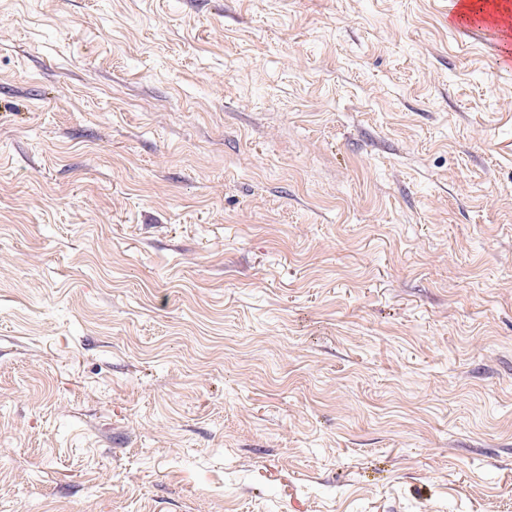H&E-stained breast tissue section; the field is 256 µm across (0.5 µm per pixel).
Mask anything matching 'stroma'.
<instances>
[{
  "label": "stroma",
  "mask_w": 512,
  "mask_h": 512,
  "mask_svg": "<svg viewBox=\"0 0 512 512\" xmlns=\"http://www.w3.org/2000/svg\"><path fill=\"white\" fill-rule=\"evenodd\" d=\"M449 0H0V512H512V70Z\"/></svg>",
  "instance_id": "35a3bbf8"
}]
</instances>
